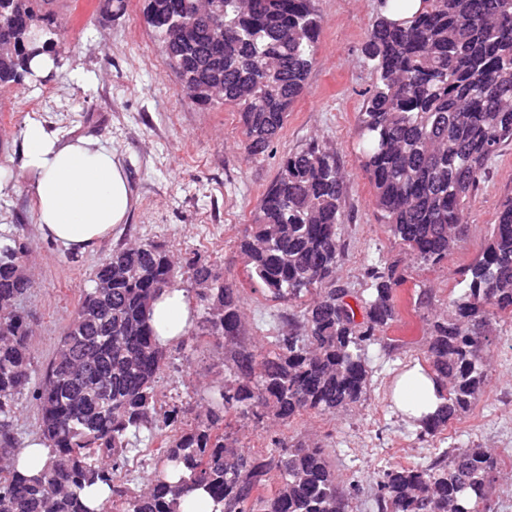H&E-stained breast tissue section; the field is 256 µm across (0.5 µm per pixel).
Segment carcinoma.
<instances>
[{
	"label": "carcinoma",
	"instance_id": "cac0c4a2",
	"mask_svg": "<svg viewBox=\"0 0 512 512\" xmlns=\"http://www.w3.org/2000/svg\"><path fill=\"white\" fill-rule=\"evenodd\" d=\"M50 0L23 10L0 0V86L34 75L30 62L55 41ZM144 19L166 64L198 105L238 109L244 148L259 157L280 137L315 61L321 16L315 0H144ZM402 22L377 13L363 53L372 87L358 113L360 166L374 205L394 238L420 262L436 264L461 246L465 212L487 170L512 145V0H423ZM343 173L317 138L289 152L263 193L238 248L248 275L288 303L270 348L242 340L240 290L213 265L173 255L152 242L121 244L97 265L61 335L33 381L31 320L18 307L30 284L26 246L0 243V512H177L201 489L220 512H345V493L320 447L277 440L262 454L228 442L224 422L263 409L289 423L333 414L367 395L362 350L400 318L398 266L368 269L362 298L336 283ZM466 290L436 319L426 359L443 394L423 423L433 435L466 413L483 392L495 336L492 321L512 317V196L501 201L480 257L464 272ZM190 281L202 328L230 349L237 386L208 398L194 423L172 409L158 418L156 383L166 349L149 325L153 301L176 279ZM38 409L49 462L22 463L15 422L23 404ZM171 428L172 434L163 432ZM155 449L146 486L122 474L140 443ZM494 460L484 448L443 450L427 464H394L377 484V512H490ZM174 470L182 471L176 483ZM108 495L89 506L84 489Z\"/></svg>",
	"mask_w": 512,
	"mask_h": 512
}]
</instances>
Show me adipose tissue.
I'll use <instances>...</instances> for the list:
<instances>
[{"mask_svg":"<svg viewBox=\"0 0 512 512\" xmlns=\"http://www.w3.org/2000/svg\"><path fill=\"white\" fill-rule=\"evenodd\" d=\"M23 143L42 237L84 252L125 223L133 198L111 150L87 137L60 140L35 120L25 127ZM192 322V305L183 289H169L153 304L151 324L162 346L184 335ZM438 390L433 379L412 369L397 383L395 405L405 416L421 420L439 405Z\"/></svg>","mask_w":512,"mask_h":512,"instance_id":"adipose-tissue-1","label":"adipose tissue"}]
</instances>
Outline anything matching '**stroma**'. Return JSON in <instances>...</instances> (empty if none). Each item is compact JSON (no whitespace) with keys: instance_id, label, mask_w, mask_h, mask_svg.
<instances>
[{"instance_id":"obj_1","label":"stroma","mask_w":512,"mask_h":512,"mask_svg":"<svg viewBox=\"0 0 512 512\" xmlns=\"http://www.w3.org/2000/svg\"><path fill=\"white\" fill-rule=\"evenodd\" d=\"M100 3L68 0L58 9L57 41L65 47L58 74L0 88V165L11 176L0 192V233L29 245L33 284L21 307L32 316L35 371L52 360L100 260L116 245L135 240L155 242L183 259L197 253L214 265L241 292L247 343L267 347L288 307L250 281L238 241L282 155L317 136L335 149L345 175L344 256L337 276L365 295L367 267L381 259L397 263L404 273L397 292L401 320L364 350L372 376L363 405L306 414L288 425L267 414L250 418L237 430L239 447L258 452L274 437L321 442L340 487L357 486L346 512H375L376 483L388 465L424 463L439 448H488L496 461L492 512H512V318L492 329L497 340L488 362L489 386L468 414L441 433L425 434L390 396L403 367L424 364L431 320L463 294V272L480 256L500 201L512 194V146L472 202L461 248L441 263H421L381 223L372 184L360 167L357 114L373 83L363 46L377 0H316L322 29L308 83L272 152L260 158L247 155L235 108L182 98L161 44L145 23L143 0H127L119 17ZM31 119L60 138L89 137L117 155L135 206L111 239L78 253L40 238L23 145ZM426 289L432 297L423 304L419 295ZM234 382L224 370L223 349L207 338L199 346L171 350L158 386L167 406L189 419L212 386Z\"/></svg>"}]
</instances>
